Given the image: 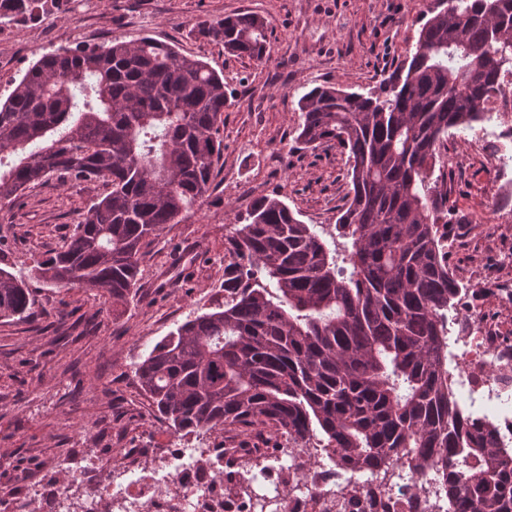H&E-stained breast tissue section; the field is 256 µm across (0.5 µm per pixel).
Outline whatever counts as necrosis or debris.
<instances>
[{
    "instance_id": "obj_1",
    "label": "necrosis or debris",
    "mask_w": 512,
    "mask_h": 512,
    "mask_svg": "<svg viewBox=\"0 0 512 512\" xmlns=\"http://www.w3.org/2000/svg\"><path fill=\"white\" fill-rule=\"evenodd\" d=\"M448 330L454 335L452 365L459 380L469 384L478 400L475 416L495 419V436L512 446V332L489 320L481 307L453 314ZM262 474L271 496L270 512H370L364 491L368 479L337 472L334 465L308 459L302 449L288 458L268 455ZM70 477L54 485L34 480L15 486L12 512H254L246 489L251 478L241 471L224 473L220 448H178L163 466H146L143 449L127 448L117 457L81 452L71 456ZM289 482H281V472ZM91 485L94 493L76 497L77 488ZM391 512H446L448 500L432 471L402 470L387 485Z\"/></svg>"
}]
</instances>
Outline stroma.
Wrapping results in <instances>:
<instances>
[{"instance_id":"35a3bbf8","label":"stroma","mask_w":512,"mask_h":512,"mask_svg":"<svg viewBox=\"0 0 512 512\" xmlns=\"http://www.w3.org/2000/svg\"><path fill=\"white\" fill-rule=\"evenodd\" d=\"M80 0L36 21L0 27V97L42 54L144 36L168 42L224 76V156L208 197L168 225L140 257L126 302L86 288L29 278L34 259L58 248L100 186L50 178L0 210V258L26 278L35 300L23 319L0 320V472L14 483L61 472L71 448L113 456L149 448L168 456L178 438L141 390L135 370L153 347L224 293V239L252 200L277 196L306 224L333 234L349 200V161L336 144L297 143V101L315 86L364 92L412 50L432 0ZM257 13L270 23V61L256 64L200 36L225 16ZM448 182V262L465 288L512 282L495 256L512 248V194L472 130L441 148Z\"/></svg>"}]
</instances>
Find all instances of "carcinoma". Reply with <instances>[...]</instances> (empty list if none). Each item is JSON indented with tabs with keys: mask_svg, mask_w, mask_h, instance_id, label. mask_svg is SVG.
<instances>
[{
	"mask_svg": "<svg viewBox=\"0 0 512 512\" xmlns=\"http://www.w3.org/2000/svg\"><path fill=\"white\" fill-rule=\"evenodd\" d=\"M63 2L0 0V25ZM428 13L376 88L298 99L296 140L348 152L333 245L285 201L254 200L224 242V300L159 341L136 375L176 434L259 430L382 486L396 468H430L448 512H512V447L448 383V314L462 292L438 234L448 188L435 174L444 140L481 120L512 64V0H436ZM267 31L258 14L199 27L259 64ZM226 104L224 76L151 37L44 54L0 100V210L54 175L104 192L31 274L126 301L142 249L204 203ZM33 305L0 267V319Z\"/></svg>",
	"mask_w": 512,
	"mask_h": 512,
	"instance_id": "1",
	"label": "carcinoma"
}]
</instances>
